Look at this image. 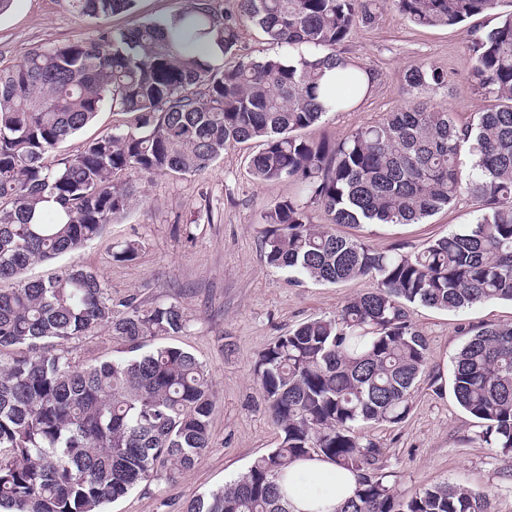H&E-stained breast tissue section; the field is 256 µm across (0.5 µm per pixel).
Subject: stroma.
Instances as JSON below:
<instances>
[{
    "instance_id": "obj_1",
    "label": "stroma",
    "mask_w": 512,
    "mask_h": 512,
    "mask_svg": "<svg viewBox=\"0 0 512 512\" xmlns=\"http://www.w3.org/2000/svg\"><path fill=\"white\" fill-rule=\"evenodd\" d=\"M374 24L358 28L339 48L352 65L370 70L375 83L367 96L332 112L308 131L309 137L338 138L399 107L409 65L429 61L448 73V85L432 99L464 121L484 110L465 71L468 30L495 26L480 15L460 27H425L402 20L391 0H379ZM184 0H139L132 14L80 16L68 0H13L0 13V66L19 64L33 48L97 39L136 21L161 20ZM257 142L231 146L212 168L172 178L129 173L139 194L127 214L108 225L104 237L88 244L79 261L100 271L113 299L137 295L144 304L177 301L191 323L173 342L202 362L215 391L210 445L196 466L176 484L159 479L141 485L104 512H186L190 499L224 486L258 456L278 444V432L261 403L253 376L258 355L278 336L316 317H330L356 294L372 288L367 279L337 285L291 281L268 267L263 256L261 212L295 195L290 181L256 184L247 158ZM477 205L462 196L422 224L371 225L359 233L374 247L408 251L471 223ZM139 242L136 260L112 254L126 241ZM413 320L429 342V360L412 394L411 411L397 425L361 423L359 435L377 441L385 470L402 496L436 482L463 484L485 495L493 512H512V453L503 454L476 438L477 421L457 403L451 387L452 361L463 345L465 325L512 323V303L498 301L461 312L418 306ZM76 365L112 358L120 342L108 329L72 341Z\"/></svg>"
}]
</instances>
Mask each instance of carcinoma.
I'll return each mask as SVG.
<instances>
[{"mask_svg": "<svg viewBox=\"0 0 512 512\" xmlns=\"http://www.w3.org/2000/svg\"><path fill=\"white\" fill-rule=\"evenodd\" d=\"M69 2L98 16L129 13L136 0ZM391 2L410 23L449 27L504 0ZM371 5L185 0L165 20L37 48L0 69V280L14 281L0 289V512H101L144 483L192 470L209 447L214 391L202 363L179 345L147 348L187 332L181 303L116 301L104 276L77 261L46 280L21 274L101 238L135 195L128 172L195 175L253 140V179L298 186L261 214L267 265L296 282L370 278L375 287L259 354L253 374L280 443L186 512H290L286 469L314 455L355 476L356 493L337 512H491L460 484L400 499L381 447L354 427L395 425L410 413L429 349L410 306L459 312L512 302V12L471 31L469 79L494 99L472 121L460 124L431 101L448 74L420 62L405 73L404 105L340 141L309 140L301 131L357 99L361 75L334 86L324 76L347 65L338 48L374 22ZM248 27L284 53L244 52ZM106 101L126 120L52 159ZM464 193L482 201L475 223L418 251H381L332 229L419 224ZM101 327L125 355L74 366L60 346ZM468 334L452 367L454 397L480 423V441L512 453V324Z\"/></svg>", "mask_w": 512, "mask_h": 512, "instance_id": "cac0c4a2", "label": "carcinoma"}]
</instances>
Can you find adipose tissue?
Listing matches in <instances>:
<instances>
[{"label":"adipose tissue","mask_w":512,"mask_h":512,"mask_svg":"<svg viewBox=\"0 0 512 512\" xmlns=\"http://www.w3.org/2000/svg\"><path fill=\"white\" fill-rule=\"evenodd\" d=\"M291 512H336L353 496V475L338 465L319 458L295 462L284 483Z\"/></svg>","instance_id":"obj_1"}]
</instances>
